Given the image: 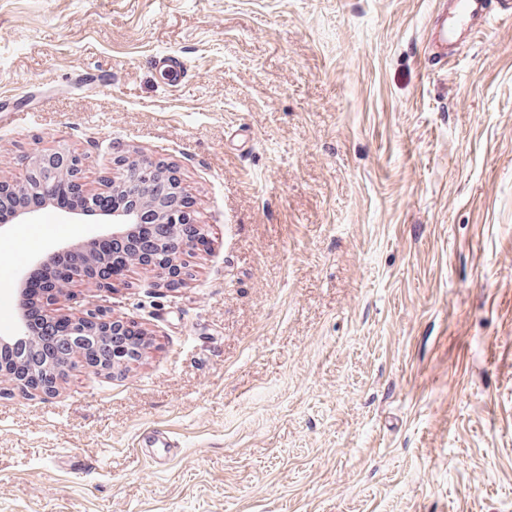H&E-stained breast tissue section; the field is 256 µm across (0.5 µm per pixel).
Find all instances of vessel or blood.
Listing matches in <instances>:
<instances>
[{"instance_id": "b4317fda", "label": "vessel or blood", "mask_w": 512, "mask_h": 512, "mask_svg": "<svg viewBox=\"0 0 512 512\" xmlns=\"http://www.w3.org/2000/svg\"><path fill=\"white\" fill-rule=\"evenodd\" d=\"M492 1L497 3L499 14L512 17V0H445L432 25L431 54L442 61L454 56L472 32L488 21Z\"/></svg>"}]
</instances>
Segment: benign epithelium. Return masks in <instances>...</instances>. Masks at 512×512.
<instances>
[{"mask_svg": "<svg viewBox=\"0 0 512 512\" xmlns=\"http://www.w3.org/2000/svg\"><path fill=\"white\" fill-rule=\"evenodd\" d=\"M117 164V176L110 181L108 191L86 196L85 213L112 219V230L87 240L84 249L94 255L87 268L68 270L60 278L44 284L52 289L51 294L41 300L48 312L58 297L66 294V289L79 282H91L107 292L119 287L117 276L126 270L128 255L125 252L110 256L95 253L93 247L102 238L134 243L142 225H168L169 234L161 240L149 241L148 252V267L158 272L166 288H174L185 281L188 258L198 250L197 241L207 238L205 225L194 223L193 202L172 167L132 156L117 159ZM22 166L25 171L23 189L28 194H43L47 186L63 181L81 187L83 159L66 146L29 155L23 159ZM60 320L67 325V330L59 337L79 345H92L100 336L112 339L114 375L140 363L149 349L146 330L134 321L113 316L111 306L103 299L88 303L79 317L62 316ZM29 343L34 344L37 351L43 348L21 309L13 330L0 336V346L12 348ZM86 354L80 362L71 364L56 359L52 352L38 369L23 373L1 364L0 379H9L24 393L36 391L50 396L55 393L58 375L78 372L84 366L104 369L92 351Z\"/></svg>", "mask_w": 512, "mask_h": 512, "instance_id": "benign-epithelium-1", "label": "benign epithelium"}]
</instances>
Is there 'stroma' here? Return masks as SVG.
<instances>
[{
    "mask_svg": "<svg viewBox=\"0 0 512 512\" xmlns=\"http://www.w3.org/2000/svg\"><path fill=\"white\" fill-rule=\"evenodd\" d=\"M440 7L0 0V179L162 161L209 236L110 295L140 364L0 381V512H512V18L437 63ZM105 229L0 236V328L14 272ZM22 166L25 183L21 186L26 194H43L47 186L58 182H69L83 188L80 179L83 159L70 148L59 145L55 148L26 156Z\"/></svg>",
    "mask_w": 512,
    "mask_h": 512,
    "instance_id": "35a3bbf8",
    "label": "stroma"
}]
</instances>
